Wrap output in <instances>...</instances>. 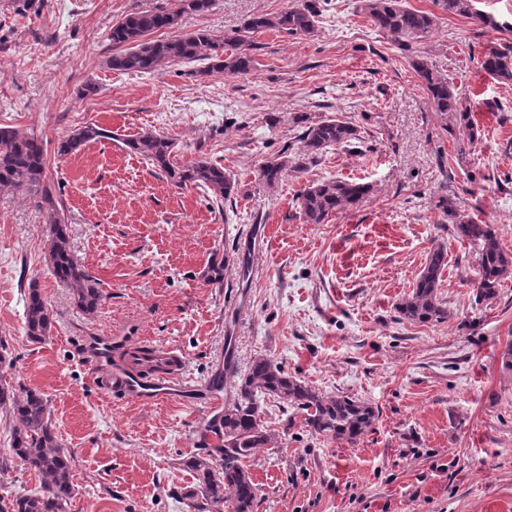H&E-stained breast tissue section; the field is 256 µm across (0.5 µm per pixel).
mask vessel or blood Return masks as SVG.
<instances>
[{
    "label": "vessel or blood",
    "mask_w": 512,
    "mask_h": 512,
    "mask_svg": "<svg viewBox=\"0 0 512 512\" xmlns=\"http://www.w3.org/2000/svg\"><path fill=\"white\" fill-rule=\"evenodd\" d=\"M138 346L143 350L138 362L116 360L112 357L111 337H97L88 354V363L95 370L109 367L107 385L120 389L139 403H154L166 398L170 391L187 389V364L181 353L144 339Z\"/></svg>",
    "instance_id": "obj_1"
}]
</instances>
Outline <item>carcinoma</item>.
<instances>
[{"label":"carcinoma","mask_w":512,"mask_h":512,"mask_svg":"<svg viewBox=\"0 0 512 512\" xmlns=\"http://www.w3.org/2000/svg\"><path fill=\"white\" fill-rule=\"evenodd\" d=\"M448 13L474 17L473 0H437ZM212 0H179V7L168 11L135 12L112 25L109 40L114 53L107 66L126 74H150L166 64L207 62L202 74L213 72L243 75L252 69L251 39L256 33L276 30L290 37L316 32L320 11L319 0H295L275 14L247 17L233 36L210 30L181 32L169 38L155 39L161 30H178L184 16L210 9ZM371 22L386 31L393 41L406 47L413 39L426 37L434 25L433 15L409 9L402 0H366L364 5ZM483 69L501 82H512V43L505 42L488 49L482 60ZM414 69L432 98L437 111L449 113L455 121L469 126L467 107L425 61L414 62ZM303 125L299 136L302 158L315 161L328 150L349 147L361 141L358 129L335 117L312 121L304 115L296 117ZM112 138V132L94 125L71 131L57 145V154H75L91 142ZM130 152L142 157L161 171L178 188L193 185L205 188L221 201L237 194L238 182L224 171V166L205 158L179 165L174 162L176 140L164 133L140 132L123 140ZM288 168V160L275 157L262 164L259 177L268 185L280 182ZM46 149L37 136L13 127H0V191H9L40 199L49 213L45 263L55 278L69 288L76 305L87 315L97 312L103 294L97 280L74 258L68 226L60 208L45 183ZM370 190L366 183L329 179L305 187L299 194V205L309 224H322L332 214L358 202ZM456 236L473 245L477 255L475 284L480 301L494 299L501 282L512 275V253L505 251L496 229L491 224H475L469 220L455 226ZM233 260L248 268L249 259L242 256L213 258L208 266L207 281L224 283V265ZM448 266V250L439 244L428 255L415 281L412 293L398 306L399 317L412 323L438 322L447 315L440 298L442 274ZM53 319L39 288H28L24 307V333L34 342L52 335ZM224 377L213 379L217 388L231 389L224 400V413L214 417L203 429L199 452L183 461L193 474L194 486L185 497L195 501L197 512H211L220 505L230 512H254L258 487L248 470V463L258 449L270 442V434L262 424L265 398L278 400L300 412L305 426L316 435L338 441L355 442L372 431L378 411L368 402L348 395L328 396L302 380L288 374L266 357H257L242 373L233 368L232 337L224 338ZM0 407L11 420L9 452L0 455V472L22 463L41 477V490L14 499L0 498V512H65L75 492L71 457L54 431L47 398L36 389L17 390L0 374Z\"/></svg>","instance_id":"1"}]
</instances>
